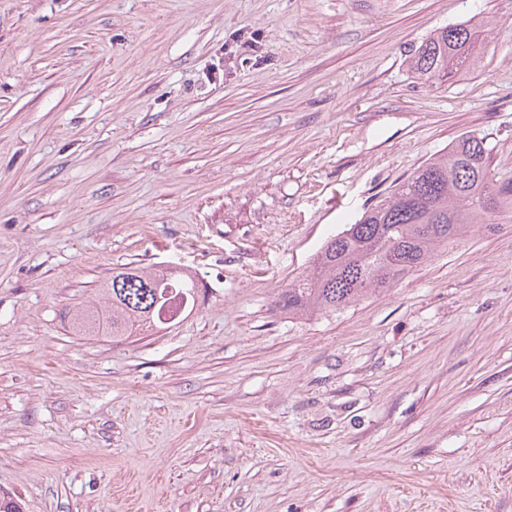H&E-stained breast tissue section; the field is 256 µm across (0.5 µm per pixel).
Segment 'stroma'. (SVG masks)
I'll list each match as a JSON object with an SVG mask.
<instances>
[{"label": "stroma", "mask_w": 512, "mask_h": 512, "mask_svg": "<svg viewBox=\"0 0 512 512\" xmlns=\"http://www.w3.org/2000/svg\"><path fill=\"white\" fill-rule=\"evenodd\" d=\"M488 34L442 87L406 59ZM512 178V0H0V492L24 512H512V223L275 301L463 133ZM199 275L129 339L113 268ZM471 22L441 27L412 50L410 69L416 78L432 86L441 85L479 65L484 31Z\"/></svg>", "instance_id": "35a3bbf8"}]
</instances>
